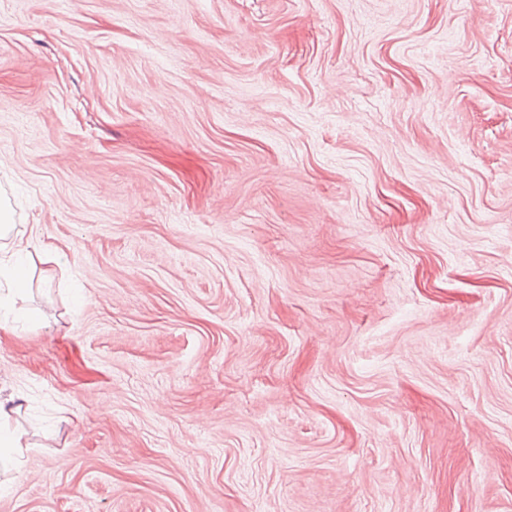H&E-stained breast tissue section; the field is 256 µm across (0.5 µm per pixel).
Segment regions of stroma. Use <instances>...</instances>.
I'll return each mask as SVG.
<instances>
[{"instance_id": "obj_1", "label": "stroma", "mask_w": 512, "mask_h": 512, "mask_svg": "<svg viewBox=\"0 0 512 512\" xmlns=\"http://www.w3.org/2000/svg\"><path fill=\"white\" fill-rule=\"evenodd\" d=\"M0 512H512V0H0ZM0 239H6L11 236L13 242V253L8 257L0 256V288H2V281L8 287V293L2 296L0 292V308L2 304H9L13 297L26 292L28 289L26 268L13 260L14 256L22 254H29L30 242L33 238L34 229H30L28 238H24L26 232L20 233L15 231V224H11L10 218L7 213L1 211L0 213ZM12 408H6L0 401V466L18 468L20 461L16 455L22 451L24 432L18 428L10 429L5 421L16 412Z\"/></svg>"}]
</instances>
